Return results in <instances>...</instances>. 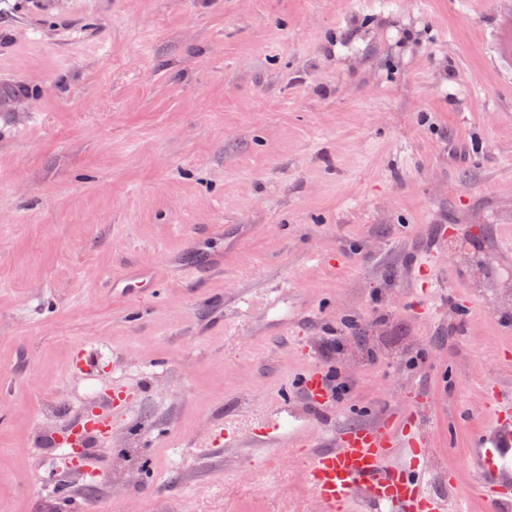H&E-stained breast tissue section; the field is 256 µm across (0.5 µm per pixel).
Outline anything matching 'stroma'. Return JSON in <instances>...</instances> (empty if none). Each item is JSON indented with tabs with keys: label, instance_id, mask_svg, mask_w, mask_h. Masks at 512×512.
<instances>
[{
	"label": "stroma",
	"instance_id": "35a3bbf8",
	"mask_svg": "<svg viewBox=\"0 0 512 512\" xmlns=\"http://www.w3.org/2000/svg\"><path fill=\"white\" fill-rule=\"evenodd\" d=\"M510 240L512 0H0V512H320L261 468L292 407L410 405L452 471L512 387ZM157 271L150 266H134L112 278V294L117 297H131L154 286ZM302 387L315 402L325 406L330 403V395L319 370L311 368L306 371L302 378Z\"/></svg>",
	"mask_w": 512,
	"mask_h": 512
}]
</instances>
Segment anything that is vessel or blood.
I'll return each mask as SVG.
<instances>
[{
  "label": "vessel or blood",
  "instance_id": "obj_1",
  "mask_svg": "<svg viewBox=\"0 0 512 512\" xmlns=\"http://www.w3.org/2000/svg\"><path fill=\"white\" fill-rule=\"evenodd\" d=\"M156 280L153 267L138 265L113 277L112 293L131 297ZM302 387L315 402L329 404L319 370L306 371ZM482 407L490 427L447 478L449 487L462 494L457 506L427 489L434 462L423 438L424 420L417 415L404 422L385 418L337 425L324 448L315 451L299 424L284 429L271 420L262 434L266 445L299 450L304 485L322 512H466L464 503L471 499L489 505L491 512H512V389L485 384Z\"/></svg>",
  "mask_w": 512,
  "mask_h": 512
}]
</instances>
